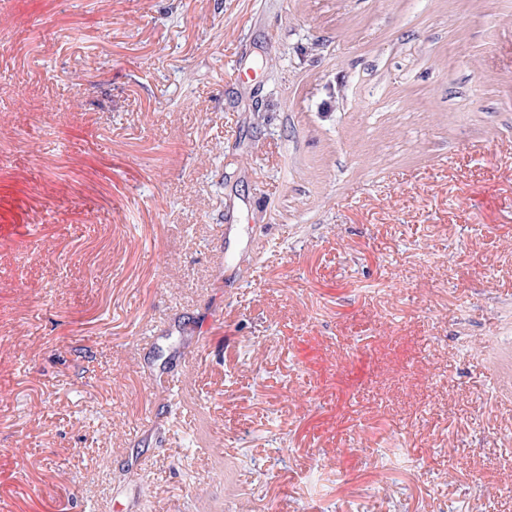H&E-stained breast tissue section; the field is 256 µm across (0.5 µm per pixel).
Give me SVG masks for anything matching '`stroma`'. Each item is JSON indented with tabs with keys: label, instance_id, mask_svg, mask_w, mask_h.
<instances>
[{
	"label": "stroma",
	"instance_id": "35a3bbf8",
	"mask_svg": "<svg viewBox=\"0 0 512 512\" xmlns=\"http://www.w3.org/2000/svg\"><path fill=\"white\" fill-rule=\"evenodd\" d=\"M0 512H512V0H0Z\"/></svg>",
	"mask_w": 512,
	"mask_h": 512
}]
</instances>
